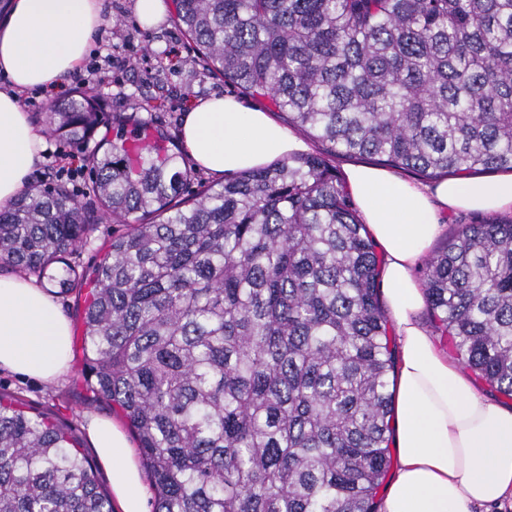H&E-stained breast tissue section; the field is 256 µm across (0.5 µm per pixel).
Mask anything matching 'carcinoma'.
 Listing matches in <instances>:
<instances>
[{
  "mask_svg": "<svg viewBox=\"0 0 512 512\" xmlns=\"http://www.w3.org/2000/svg\"><path fill=\"white\" fill-rule=\"evenodd\" d=\"M210 69L318 139L202 184L167 128L112 116L82 156L89 198L57 182L0 209V265L88 287L92 391L138 442L155 512H377L394 353L382 259L328 157L429 178L512 171V0H176ZM81 92L50 107L84 146ZM126 226L84 269L96 224ZM462 365L512 398V217L461 224L422 267ZM0 512H112L69 429L0 395Z\"/></svg>",
  "mask_w": 512,
  "mask_h": 512,
  "instance_id": "cac0c4a2",
  "label": "carcinoma"
}]
</instances>
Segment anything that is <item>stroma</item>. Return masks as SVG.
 Listing matches in <instances>:
<instances>
[{"mask_svg":"<svg viewBox=\"0 0 512 512\" xmlns=\"http://www.w3.org/2000/svg\"><path fill=\"white\" fill-rule=\"evenodd\" d=\"M105 21L93 42L92 53L106 55L109 45L128 44L124 61L103 73L92 92L105 103L106 112L131 113L133 105L151 102L153 118L168 124L179 136L185 112L211 96L234 95L247 107L268 109L266 100L252 97L222 77L210 73L197 59L192 42L173 17L146 29L139 24L135 0H108ZM54 298L72 322V361L69 375L47 385L17 373L0 371V394L19 400L31 412H48L68 426L78 444L90 449L86 421L98 415L121 421L110 402L93 397L84 379V306L86 289L78 285L54 289Z\"/></svg>","mask_w":512,"mask_h":512,"instance_id":"35a3bbf8","label":"stroma"}]
</instances>
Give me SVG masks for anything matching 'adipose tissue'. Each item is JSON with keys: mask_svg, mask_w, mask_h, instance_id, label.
I'll use <instances>...</instances> for the list:
<instances>
[{"mask_svg": "<svg viewBox=\"0 0 512 512\" xmlns=\"http://www.w3.org/2000/svg\"><path fill=\"white\" fill-rule=\"evenodd\" d=\"M107 0H15L0 21V208L24 188L43 136L21 96L58 86L99 32ZM189 155L214 174L262 167L307 151L295 132L234 96L192 107L180 132ZM346 188L379 248L380 288L399 343L393 384L395 467L380 512H491L512 501V407L482 391L422 324L418 271L441 232L440 211L512 213V174L431 184L368 164L344 169ZM72 330L50 283L0 275V369L53 383L68 374ZM120 512H148L147 489L122 428L87 422Z\"/></svg>", "mask_w": 512, "mask_h": 512, "instance_id": "adipose-tissue-1", "label": "adipose tissue"}]
</instances>
